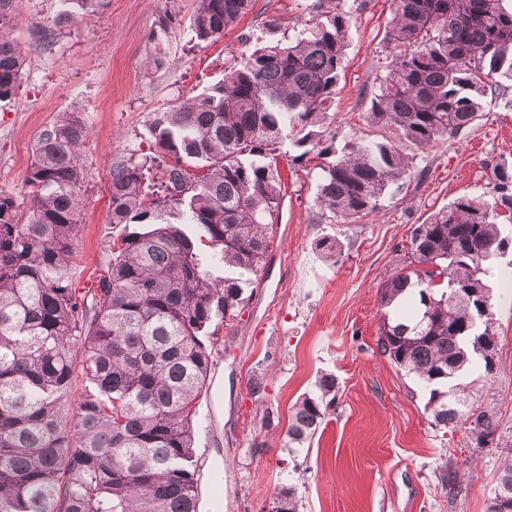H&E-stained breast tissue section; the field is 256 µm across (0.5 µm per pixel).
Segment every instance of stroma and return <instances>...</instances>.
<instances>
[{
  "label": "stroma",
  "instance_id": "35a3bbf8",
  "mask_svg": "<svg viewBox=\"0 0 512 512\" xmlns=\"http://www.w3.org/2000/svg\"><path fill=\"white\" fill-rule=\"evenodd\" d=\"M308 0H253L223 38L200 48L181 27L166 43L168 65L146 61L166 0H104L90 19L58 30L50 50L36 48V30L76 0H17L14 36L25 52L23 78L0 103V189L23 195L32 148L42 128L62 112H79L91 135L83 150L88 201L71 273L93 287L117 230L107 222L114 162L147 150L153 112L195 95L222 78L264 21L306 19ZM392 0H364L349 30V48L333 106L337 143L372 135L365 121L391 59L384 35ZM483 120L468 134L419 153L411 174L377 211L347 224L318 223L314 165L278 158L287 184L273 250L253 274L239 316L224 326L210 387L194 417L199 509L207 512L209 469L224 463L223 512H269L275 488L295 486L303 512H487L499 448L475 447L467 431L432 425L427 393L398 372L377 345L384 313L380 285L403 265L410 227L462 195L491 191L492 166L512 160V87L487 98ZM329 235L342 244L336 260L315 247ZM496 299L498 369L490 380L470 377L475 406L497 413L512 440V271L508 258L486 264ZM336 377V397L308 447L290 451L291 406L320 373ZM263 383L252 393L249 380ZM467 460L464 495L440 473L448 459Z\"/></svg>",
  "mask_w": 512,
  "mask_h": 512
}]
</instances>
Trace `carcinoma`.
<instances>
[{
    "mask_svg": "<svg viewBox=\"0 0 512 512\" xmlns=\"http://www.w3.org/2000/svg\"><path fill=\"white\" fill-rule=\"evenodd\" d=\"M77 2L82 13L58 15L41 40L103 4ZM194 2L196 47L251 6ZM306 10L292 35L265 22L221 81L152 113L148 151L112 164L108 223L120 232L97 287L79 288L70 274L87 197L90 130L80 113L61 112L41 130L24 197L0 190V512H198L196 406L220 329L271 248L285 195L281 148L319 160V221L352 223L406 178L407 148L468 133L485 98L512 81V10L499 0H393L385 40L395 54L366 113L381 138L338 150L331 109L353 11L345 0ZM17 22L14 0H0V102L20 87ZM181 22L170 0L149 69L166 67L164 43ZM493 175L490 194L460 195L411 227L406 266L380 292L381 353L429 391L434 426L480 437L499 419L470 401L462 378L494 374L475 344L485 336L498 347L484 264L512 244L501 231L512 223V161ZM316 248L327 259L341 252L328 235ZM216 261L222 277L210 271ZM469 289L488 308L476 325ZM334 395L336 376L325 373L293 404L288 447L311 442ZM301 508L294 487L274 490L271 512Z\"/></svg>",
    "mask_w": 512,
    "mask_h": 512,
    "instance_id": "obj_1",
    "label": "carcinoma"
}]
</instances>
